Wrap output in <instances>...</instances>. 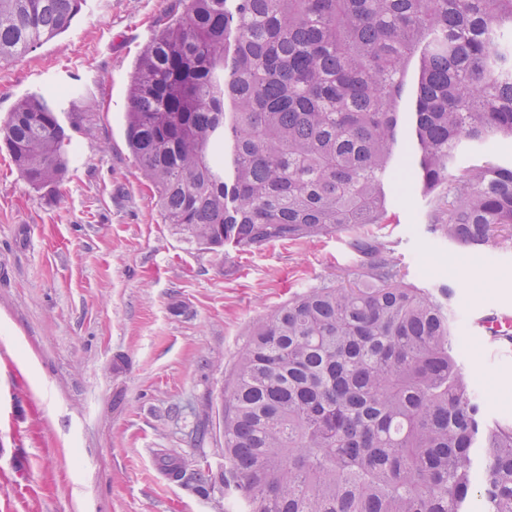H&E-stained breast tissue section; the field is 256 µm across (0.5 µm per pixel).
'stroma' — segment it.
<instances>
[{
    "label": "stroma",
    "mask_w": 512,
    "mask_h": 512,
    "mask_svg": "<svg viewBox=\"0 0 512 512\" xmlns=\"http://www.w3.org/2000/svg\"><path fill=\"white\" fill-rule=\"evenodd\" d=\"M180 0H85L64 33L0 65V125L21 97L85 113L64 180L32 187L0 147V512H234L222 486L172 481L224 467L216 413L255 328L288 300L352 281L355 232L220 252L164 224L124 136L130 74ZM419 60L405 68L397 150L411 145ZM385 243L421 288L453 284L462 364L489 421H512V353L475 321L512 310V252L436 239L420 191H388Z\"/></svg>",
    "instance_id": "stroma-1"
}]
</instances>
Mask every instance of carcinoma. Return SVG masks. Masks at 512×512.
<instances>
[{
    "label": "carcinoma",
    "instance_id": "carcinoma-1",
    "mask_svg": "<svg viewBox=\"0 0 512 512\" xmlns=\"http://www.w3.org/2000/svg\"><path fill=\"white\" fill-rule=\"evenodd\" d=\"M84 0H0V64L65 32ZM415 150L392 165L407 60ZM125 137L164 223L205 250L384 224L411 177L437 238L512 249V0H188L142 49ZM58 107L19 99L0 128L34 187L72 147ZM470 150L481 161L462 162ZM349 286L294 297L252 336L224 398V486L243 512H512V422L459 360L453 287L407 280L359 237ZM483 476L474 479L472 451ZM165 474L184 473L164 453Z\"/></svg>",
    "mask_w": 512,
    "mask_h": 512
}]
</instances>
